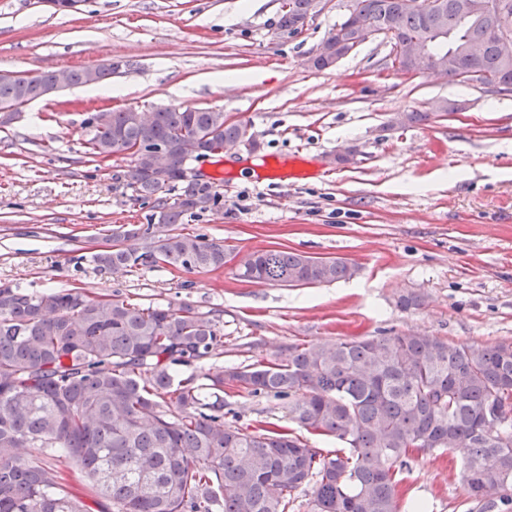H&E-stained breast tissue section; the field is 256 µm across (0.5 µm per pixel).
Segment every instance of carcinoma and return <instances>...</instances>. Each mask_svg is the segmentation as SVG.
Masks as SVG:
<instances>
[{
  "label": "carcinoma",
  "mask_w": 512,
  "mask_h": 512,
  "mask_svg": "<svg viewBox=\"0 0 512 512\" xmlns=\"http://www.w3.org/2000/svg\"><path fill=\"white\" fill-rule=\"evenodd\" d=\"M347 0L336 31L310 59L323 70L338 44L365 40L353 16L383 31L391 66L412 65L410 46L431 43L447 59L448 79L488 85L512 80V51L490 30H512V0L468 18L478 0ZM278 27L295 34L314 14L312 0H288ZM481 46L472 58L460 48ZM71 84L98 83L88 68L69 70ZM34 87L0 77V126L14 120ZM94 158L135 150L122 172L134 197L153 201L145 224L112 229V245L90 255L104 271L159 265L187 274L224 267V242L179 230L186 217L219 206L220 185L182 176L187 157H214L242 140L247 125L207 108L164 107L144 119L129 109L91 118ZM168 184L148 173L158 147ZM341 259L256 252L238 277L285 286L349 279ZM224 351L219 321L191 305L143 307L72 289L29 293L0 283V512H287L308 492L307 512H400L398 485L415 451L463 447L470 497L483 512L512 508V343L475 348L396 333L312 347L295 346L277 361L206 375V386L178 380L174 367ZM253 396L288 400V420L345 447L323 457L267 422L248 430L224 422V385ZM38 449L32 454L29 449ZM88 476L93 505L62 483L60 458Z\"/></svg>",
  "instance_id": "1"
}]
</instances>
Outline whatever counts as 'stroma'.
<instances>
[{"mask_svg":"<svg viewBox=\"0 0 512 512\" xmlns=\"http://www.w3.org/2000/svg\"><path fill=\"white\" fill-rule=\"evenodd\" d=\"M346 0H322L301 33L278 27L280 0H0V71L118 68L99 88L68 87L20 108L0 128V282L30 292L69 288L144 306L188 304L219 317L220 357L178 367L177 378L285 357L290 346L413 333L487 347L512 341V92L392 68L390 47L368 38L335 66L312 57ZM259 69L235 87L214 75ZM453 104L450 112L443 103ZM212 108L247 125L253 144L197 162L221 186L219 207L187 218L188 231L223 241V268L186 274L161 266L104 273L86 256L113 226L144 223L121 173L125 155L89 161L90 117L103 110ZM427 121L391 125L404 112ZM352 148V162L337 159ZM257 159L239 170L232 157ZM303 159L283 178L274 159ZM258 250L339 258L355 269L330 284L244 281ZM79 264H72V257ZM422 295L421 307L397 301ZM240 426L287 425L285 401L224 391ZM462 449L409 460L405 503L425 512H480Z\"/></svg>","mask_w":512,"mask_h":512,"instance_id":"obj_1","label":"stroma"}]
</instances>
